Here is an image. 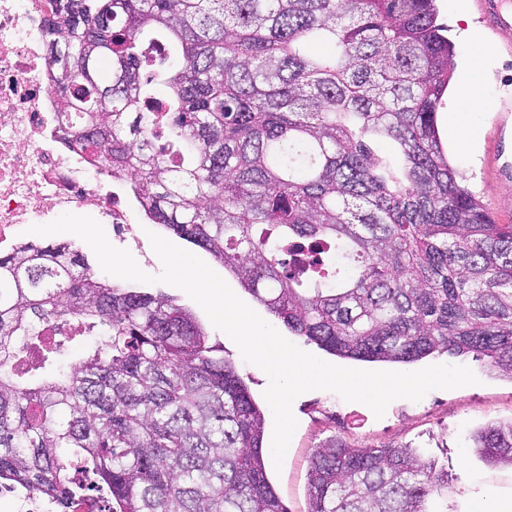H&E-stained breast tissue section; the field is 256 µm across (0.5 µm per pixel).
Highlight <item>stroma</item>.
<instances>
[{"label": "stroma", "mask_w": 512, "mask_h": 512, "mask_svg": "<svg viewBox=\"0 0 512 512\" xmlns=\"http://www.w3.org/2000/svg\"><path fill=\"white\" fill-rule=\"evenodd\" d=\"M436 4L440 21L449 28L457 63L465 61L461 33L467 26L478 28L495 48L494 66L478 89L487 106L476 114L481 128L477 153L464 152L450 139L445 146L452 164L496 223L512 224V30L488 24L479 0H462L459 13L451 9L450 0H436ZM161 290L205 324L211 344L234 366L254 400L264 403L267 375L246 362L235 343L211 326L204 310L182 290L166 284ZM434 364L469 367L479 382L452 390L435 389L418 401L395 400L380 419L368 406L344 401L331 391H311L295 399L292 411L298 427L283 466L267 470L287 512H306L313 452L333 440L417 449L448 472V489L442 496L445 512H471L478 500H512V468L487 465L467 444L475 429L512 419V379L500 376L487 362L447 354L399 363L395 369L412 372Z\"/></svg>", "instance_id": "stroma-1"}]
</instances>
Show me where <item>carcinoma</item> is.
<instances>
[{"label": "carcinoma", "mask_w": 512, "mask_h": 512, "mask_svg": "<svg viewBox=\"0 0 512 512\" xmlns=\"http://www.w3.org/2000/svg\"><path fill=\"white\" fill-rule=\"evenodd\" d=\"M47 30L73 141L288 331L369 362L472 353L512 378V224L441 139L455 62L435 0H52ZM213 352L189 310L68 243L0 252V491L54 512H287L265 413ZM472 447L512 467V422ZM446 488L408 446L333 442L308 512H440Z\"/></svg>", "instance_id": "1"}]
</instances>
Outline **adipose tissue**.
Here are the masks:
<instances>
[{
    "instance_id": "1",
    "label": "adipose tissue",
    "mask_w": 512,
    "mask_h": 512,
    "mask_svg": "<svg viewBox=\"0 0 512 512\" xmlns=\"http://www.w3.org/2000/svg\"><path fill=\"white\" fill-rule=\"evenodd\" d=\"M466 57L470 63V71L455 105L448 112V130L455 142L470 148L475 142V124L471 114L478 107L473 91L488 74L494 54L489 45L477 33L472 32L467 36Z\"/></svg>"
}]
</instances>
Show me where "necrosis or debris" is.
I'll return each instance as SVG.
<instances>
[{"instance_id": "4bbe7bcc", "label": "necrosis or debris", "mask_w": 512, "mask_h": 512, "mask_svg": "<svg viewBox=\"0 0 512 512\" xmlns=\"http://www.w3.org/2000/svg\"><path fill=\"white\" fill-rule=\"evenodd\" d=\"M50 0H0V251L23 247L32 224L94 210L115 241L145 251L133 215L134 177L68 143L76 113L60 115L52 92L44 18Z\"/></svg>"}]
</instances>
